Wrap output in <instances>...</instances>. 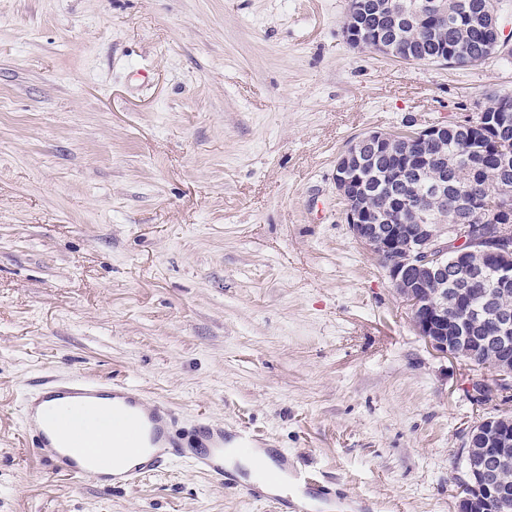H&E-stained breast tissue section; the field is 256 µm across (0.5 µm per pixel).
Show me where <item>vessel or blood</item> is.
<instances>
[{
    "instance_id": "obj_1",
    "label": "vessel or blood",
    "mask_w": 512,
    "mask_h": 512,
    "mask_svg": "<svg viewBox=\"0 0 512 512\" xmlns=\"http://www.w3.org/2000/svg\"><path fill=\"white\" fill-rule=\"evenodd\" d=\"M102 395L122 401L121 406L112 411L113 416L124 421L123 429L116 434L120 447L130 452H147V462L115 470L109 459L98 454L94 444L83 440L74 422L53 415V402L57 398L68 397L76 407L87 408L94 398ZM38 401L43 406L46 425L40 428L29 424V435L38 454L50 462L54 471L79 478L85 476L89 466L93 465L99 471L100 486L112 489L132 485L140 476L161 471L174 459L180 458L218 483H227L231 478L224 464L223 425L200 424L188 436H179L169 403L163 400L146 403L139 389L121 383L104 387L93 379L76 374L42 393ZM288 490V495L276 498L283 510L288 506L289 494L297 491L308 498L310 512H317L330 499L328 489L305 471L289 475Z\"/></svg>"
}]
</instances>
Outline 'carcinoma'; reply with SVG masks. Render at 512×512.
Returning <instances> with one entry per match:
<instances>
[{
    "instance_id": "1",
    "label": "carcinoma",
    "mask_w": 512,
    "mask_h": 512,
    "mask_svg": "<svg viewBox=\"0 0 512 512\" xmlns=\"http://www.w3.org/2000/svg\"><path fill=\"white\" fill-rule=\"evenodd\" d=\"M401 0H387L385 8L377 6L375 0H366L365 9L357 14L356 35L365 44L373 42L377 35L394 44L402 52L401 58L414 63H443L454 66L475 65L499 53L512 58V48L504 42L494 43L490 28L498 20L500 0H449L448 10L452 23H432L417 29L401 20L398 3ZM462 45L468 56L464 60L455 57L454 50ZM512 108V95L491 93L485 102L476 105V111L487 115L504 107ZM403 142H394L382 149L369 145L364 147L366 163L364 179L372 192L365 197L372 213L371 222L387 224V214L393 196L402 194L409 200L417 198L418 190L436 178L446 177L448 196L435 198L429 206L437 224H480L484 218L458 205V190H471L476 196L487 200L494 196L501 186L512 188V164L504 166L500 159L503 154L512 155V123L493 127H482L469 135L462 131H448V135L427 141L419 148L427 159L425 171L416 176L413 171L404 173L402 182L394 183L400 160L406 151ZM488 172L489 186L470 187L466 161Z\"/></svg>"
}]
</instances>
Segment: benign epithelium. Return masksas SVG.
Here are the masks:
<instances>
[{
	"label": "benign epithelium",
	"instance_id": "obj_1",
	"mask_svg": "<svg viewBox=\"0 0 512 512\" xmlns=\"http://www.w3.org/2000/svg\"><path fill=\"white\" fill-rule=\"evenodd\" d=\"M448 131V124L437 123L396 132L371 131L357 138L337 157L334 173L336 193L344 204V215L353 237L375 254L386 267L391 283L408 305L413 324L429 348L453 355L474 367L473 357L494 348L498 357L495 387L512 389V320L498 311L482 313L477 323L486 325L487 334L466 333L461 321L448 315V297L440 284L448 279V257H453L456 275L467 288L512 287V194L500 195L489 216L498 232L493 245L486 244L481 224L431 223V213L422 199L409 207L407 223L385 233L365 228L368 212L351 199L362 166L366 143L382 144L399 137L408 144L437 139ZM466 477L476 497L458 502V512H482L481 506L507 496L500 478L501 469L512 464L507 448L512 447V417L493 416L472 426L465 434Z\"/></svg>",
	"mask_w": 512,
	"mask_h": 512
}]
</instances>
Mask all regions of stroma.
Segmentation results:
<instances>
[{
	"instance_id": "stroma-1",
	"label": "stroma",
	"mask_w": 512,
	"mask_h": 512,
	"mask_svg": "<svg viewBox=\"0 0 512 512\" xmlns=\"http://www.w3.org/2000/svg\"><path fill=\"white\" fill-rule=\"evenodd\" d=\"M347 4L0 0V512H277L183 461L53 472L23 404L73 374L250 431L331 512H457L464 434L512 391L429 349L333 174L364 133L512 94V60L382 58Z\"/></svg>"
}]
</instances>
